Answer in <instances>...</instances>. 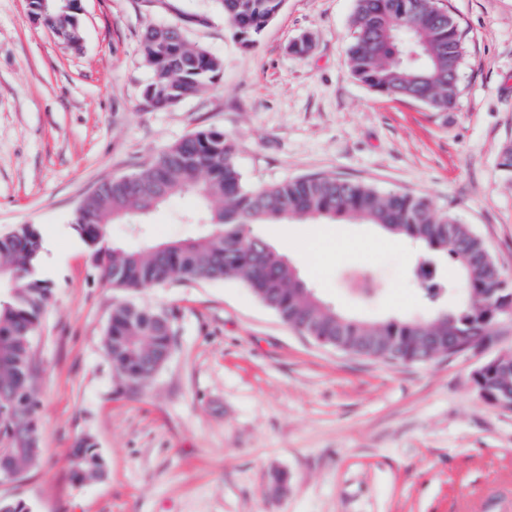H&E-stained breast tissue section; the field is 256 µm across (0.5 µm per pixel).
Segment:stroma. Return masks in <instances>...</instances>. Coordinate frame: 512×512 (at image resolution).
I'll return each mask as SVG.
<instances>
[{"mask_svg":"<svg viewBox=\"0 0 512 512\" xmlns=\"http://www.w3.org/2000/svg\"><path fill=\"white\" fill-rule=\"evenodd\" d=\"M465 47L460 94L436 113L388 99L347 57L354 0H284L243 46L213 0H80L79 48L32 20L29 0H0V235L37 228L39 277L52 291L33 339L39 459L0 480V499L31 512H512V411L473 385L488 359L512 355V318L468 350L415 364L325 347L284 323L237 279L148 288L136 302L174 317L167 363L130 389L104 348L127 295L89 261L76 227L83 198L135 173L203 129L232 137L246 187L333 174L421 196L454 213L512 284V0H438ZM178 24L219 58L216 80L158 110L147 28ZM311 52L293 55L301 35ZM200 204L176 196L142 237L195 233ZM329 305L376 320L424 315L418 248L380 244L371 224H260ZM91 437L104 476L78 483L68 459ZM285 492L271 489L274 472Z\"/></svg>","mask_w":512,"mask_h":512,"instance_id":"35a3bbf8","label":"stroma"}]
</instances>
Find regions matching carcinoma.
<instances>
[{"label":"carcinoma","instance_id":"cac0c4a2","mask_svg":"<svg viewBox=\"0 0 512 512\" xmlns=\"http://www.w3.org/2000/svg\"><path fill=\"white\" fill-rule=\"evenodd\" d=\"M246 46L255 44L277 16L283 0H215ZM54 26L76 37L78 13L60 0L48 3ZM353 36L348 58L355 78L389 97L446 112L457 99L464 44L459 25L440 13L435 0H354ZM142 53L153 77L146 101L161 109L172 98L191 96L213 82L222 62L209 51L174 41L166 53L151 42ZM498 166L512 179V140L503 144ZM192 193L202 208L191 216L194 237L134 248L107 242L108 226L124 222L141 230L137 218L168 198ZM298 221H359L374 224L428 251L446 253L458 264L456 283L423 287L429 300L456 292L453 310L439 306L417 318L369 321L345 316L325 304L295 267L254 232L259 224ZM77 228L89 259L113 287L136 292L174 281L235 278L288 325L325 346L359 356L424 363L435 354L462 347L505 317L496 307L502 271L484 260L483 241L455 214L405 193H384L335 175L314 174L247 189L233 140L219 129L196 131L166 148L134 174L101 183L79 207ZM42 242L24 224L0 236V447L12 449L9 464L21 476L39 457L38 402L32 385L31 339L50 288L38 278ZM167 311L133 303L113 307L104 347L121 380L136 386L156 374L173 347L174 328L162 322ZM491 390L512 391V371L485 377ZM73 480L98 478L104 459L89 437L76 441L70 455Z\"/></svg>","mask_w":512,"mask_h":512}]
</instances>
